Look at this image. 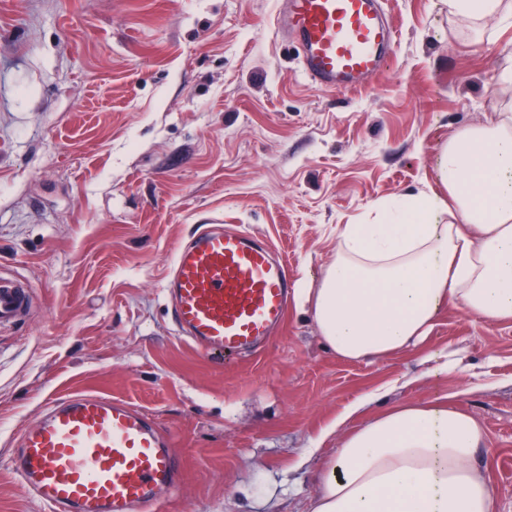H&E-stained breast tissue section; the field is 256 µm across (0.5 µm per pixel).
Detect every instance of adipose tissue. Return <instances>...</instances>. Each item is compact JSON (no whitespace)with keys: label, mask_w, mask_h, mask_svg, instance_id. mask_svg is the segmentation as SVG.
Segmentation results:
<instances>
[{"label":"adipose tissue","mask_w":512,"mask_h":512,"mask_svg":"<svg viewBox=\"0 0 512 512\" xmlns=\"http://www.w3.org/2000/svg\"><path fill=\"white\" fill-rule=\"evenodd\" d=\"M448 11L512 24L505 0H448ZM435 172L442 192L378 202L380 222L344 225L319 286L296 289L337 359L422 345L450 307L483 323L512 319V113L457 131ZM372 401L358 398L331 423L363 419L316 471L310 512H499L475 458L487 430L456 394L374 413Z\"/></svg>","instance_id":"ef3b65f1"}]
</instances>
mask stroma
<instances>
[{"label":"stroma","instance_id":"1","mask_svg":"<svg viewBox=\"0 0 512 512\" xmlns=\"http://www.w3.org/2000/svg\"><path fill=\"white\" fill-rule=\"evenodd\" d=\"M282 0H0V273L33 315L0 328V512H44L13 477L23 424L83 389L142 409L184 469L160 512H307L355 399L458 392L485 426L477 461L512 512V320L451 307L429 346L462 359L437 382L419 350L345 362L307 310L256 358L209 359L176 334L163 283L176 242L212 218L265 238L318 287L338 232L373 204L439 190L434 164L512 99V27L442 0H384L398 43L364 89L304 79L276 32ZM373 400V395H365L348 405L341 413L336 416V420L322 431L319 441L326 439L334 431L342 428L353 417L366 413Z\"/></svg>","mask_w":512,"mask_h":512}]
</instances>
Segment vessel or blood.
Masks as SVG:
<instances>
[{
  "label": "vessel or blood",
  "instance_id": "1",
  "mask_svg": "<svg viewBox=\"0 0 512 512\" xmlns=\"http://www.w3.org/2000/svg\"><path fill=\"white\" fill-rule=\"evenodd\" d=\"M277 28L295 39L304 77L333 91L363 88L395 51L381 0H287ZM288 266L262 238L210 224L179 241L164 292L179 336L206 355L255 356L284 323ZM25 281L0 275V325L26 316ZM15 478L48 512H157L181 463L146 414L77 391L21 430Z\"/></svg>",
  "mask_w": 512,
  "mask_h": 512
}]
</instances>
